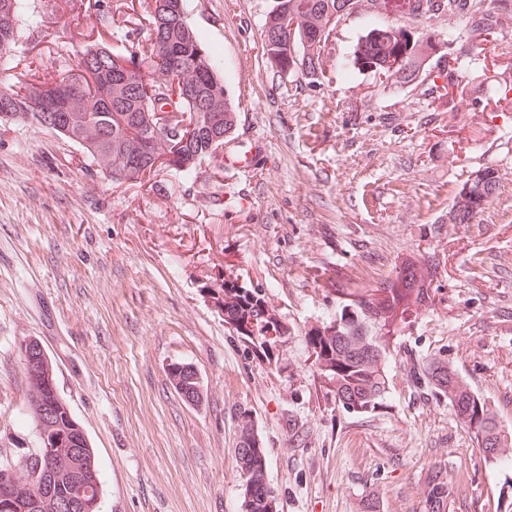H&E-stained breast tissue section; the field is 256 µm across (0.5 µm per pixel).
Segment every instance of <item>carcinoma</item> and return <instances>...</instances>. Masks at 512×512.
Wrapping results in <instances>:
<instances>
[{
    "instance_id": "obj_1",
    "label": "carcinoma",
    "mask_w": 512,
    "mask_h": 512,
    "mask_svg": "<svg viewBox=\"0 0 512 512\" xmlns=\"http://www.w3.org/2000/svg\"><path fill=\"white\" fill-rule=\"evenodd\" d=\"M165 0H149L145 9L149 31L145 44L125 39L126 45L108 50L90 47L84 52L77 71L68 75L46 73L20 87L0 90L13 111L0 114V122L19 120L46 127L40 96L59 84L71 87L64 111L52 132L76 144L82 154L97 164L110 180L140 184L145 176L160 168L187 173L197 160L218 161V151L237 125V109L216 62L205 52L197 32L187 17L166 12ZM360 0H274L263 31L275 37L262 41L263 56L281 73H300L315 84L324 76L325 52L331 33L342 17L359 7ZM379 0V7L414 19L466 15L469 35L475 47L482 46L502 16L512 15V0ZM21 0H0V69L6 70L23 24ZM401 26L370 29L358 42L353 64L358 70L387 79L401 72L417 79L436 54L438 41L409 39ZM179 49L183 64H172L168 52ZM101 59L109 66L132 64L127 71L134 92L112 85V97H103L96 85L89 61ZM439 105L450 112L468 96L465 77L442 86ZM177 98H172V95ZM214 98L218 110L205 112L202 100ZM171 110H165V107ZM497 190L494 169L474 172L463 182L448 208V222L470 224L483 211ZM224 322L250 340H257L261 353L278 341L282 326L261 292L224 283ZM350 298V307L321 329L304 336L319 374L332 388L343 408L367 413L381 405L386 380L381 365L387 355L390 337L383 335L387 316L404 319L431 301L429 289L418 272L404 271L399 280L378 295L365 298L359 292L339 288ZM28 383L30 414L40 422V409L55 397L56 381L32 375L24 368ZM172 384L188 401L197 402L202 393L198 377L188 364L170 367ZM410 381L420 392L450 404L454 419L472 434L487 459H496L512 447V433L506 431L490 410L487 399L459 383L456 368L446 358H433L410 370ZM44 454L58 472L54 495H71L73 481L85 490L101 485L95 452L86 444V432L79 422L61 413L42 425ZM237 468L242 482L243 512H277V496L267 477V457L251 421H244L239 435ZM42 473L38 463L20 467L6 500L0 499V512H42L34 501L42 498ZM448 471L436 464L424 482L425 512H448Z\"/></svg>"
}]
</instances>
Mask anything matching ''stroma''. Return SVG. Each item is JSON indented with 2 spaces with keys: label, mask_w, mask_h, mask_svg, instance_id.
I'll list each match as a JSON object with an SVG mask.
<instances>
[{
  "label": "stroma",
  "mask_w": 512,
  "mask_h": 512,
  "mask_svg": "<svg viewBox=\"0 0 512 512\" xmlns=\"http://www.w3.org/2000/svg\"><path fill=\"white\" fill-rule=\"evenodd\" d=\"M29 27L0 89L32 81L28 64L74 68L119 47L145 0H23ZM272 0H186L191 26L238 106L234 147L258 143L250 171L198 161L140 185L104 177L78 146L23 122L0 123V464L38 446L20 348L38 339L83 425L101 477L99 512H242L238 429L251 419L279 512H424V478L448 469V512H500L512 500V452L486 460L447 402L411 385L413 363L442 355L512 428V112L461 102L438 109L446 72L430 62L381 86L352 64L378 8L344 16L312 88L262 55ZM457 58L473 97L512 81V16L485 50L465 20L415 22ZM498 190L469 224L448 207L474 172ZM432 304L398 324L378 409L338 406L303 337L338 316L342 288L375 291L406 267ZM261 290L287 333L271 357L224 321L225 281ZM191 364L200 402L174 388Z\"/></svg>",
  "instance_id": "obj_1"
}]
</instances>
